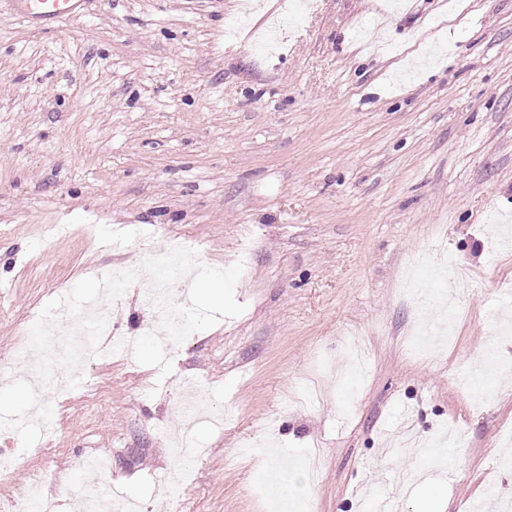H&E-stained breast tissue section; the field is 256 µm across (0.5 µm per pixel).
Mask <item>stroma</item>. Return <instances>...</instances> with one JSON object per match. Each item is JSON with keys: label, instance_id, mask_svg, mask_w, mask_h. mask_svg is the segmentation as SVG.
Here are the masks:
<instances>
[{"label": "stroma", "instance_id": "1", "mask_svg": "<svg viewBox=\"0 0 512 512\" xmlns=\"http://www.w3.org/2000/svg\"><path fill=\"white\" fill-rule=\"evenodd\" d=\"M308 2L251 0L235 36L242 0H91L47 33L0 11V349L39 314L41 356L70 332L62 307L113 266L135 276L112 308L131 352L71 370L99 403L72 390L44 424L27 363L0 359L22 458L0 500L39 469L63 510L89 490L181 512L151 480L180 466L190 377L231 415L195 427L196 512H266L281 460L312 512H360L421 464L404 512L512 501V336L487 343L512 314V252L489 235L491 217L512 224V0ZM115 236L186 237L197 279L223 289L219 306L171 285L190 330L176 355L142 335L155 270L100 248ZM480 347L470 388L500 395L475 406L456 382ZM408 423L456 424L451 462L390 454Z\"/></svg>", "mask_w": 512, "mask_h": 512}]
</instances>
